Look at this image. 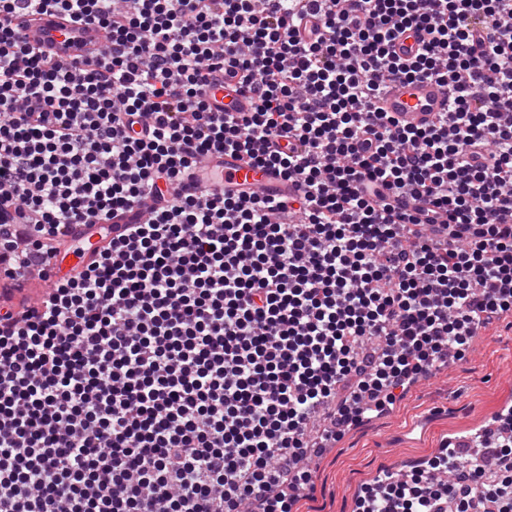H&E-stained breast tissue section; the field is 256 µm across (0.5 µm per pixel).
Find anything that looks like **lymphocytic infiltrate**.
<instances>
[{"label": "lymphocytic infiltrate", "mask_w": 512, "mask_h": 512, "mask_svg": "<svg viewBox=\"0 0 512 512\" xmlns=\"http://www.w3.org/2000/svg\"><path fill=\"white\" fill-rule=\"evenodd\" d=\"M45 11L110 49L25 46L16 16ZM218 71L251 111H212ZM424 78L449 92L435 121L380 110ZM227 151L299 194L178 192ZM107 220L35 304L0 283V512H292L314 415L357 421L340 387L390 408L512 311V0H0V266L43 272ZM511 445L509 416L437 458L448 481L413 470L363 512H512Z\"/></svg>", "instance_id": "obj_1"}]
</instances>
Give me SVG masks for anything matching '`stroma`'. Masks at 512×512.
<instances>
[{
	"label": "stroma",
	"instance_id": "obj_1",
	"mask_svg": "<svg viewBox=\"0 0 512 512\" xmlns=\"http://www.w3.org/2000/svg\"><path fill=\"white\" fill-rule=\"evenodd\" d=\"M506 404L512 406V313L482 329L464 359L336 440L309 466L316 490L299 500L298 512H358L377 476L428 468L446 437L479 428Z\"/></svg>",
	"mask_w": 512,
	"mask_h": 512
}]
</instances>
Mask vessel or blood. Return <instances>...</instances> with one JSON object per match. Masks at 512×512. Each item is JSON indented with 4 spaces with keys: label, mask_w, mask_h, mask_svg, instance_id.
Instances as JSON below:
<instances>
[{
    "label": "vessel or blood",
    "mask_w": 512,
    "mask_h": 512,
    "mask_svg": "<svg viewBox=\"0 0 512 512\" xmlns=\"http://www.w3.org/2000/svg\"><path fill=\"white\" fill-rule=\"evenodd\" d=\"M16 24L23 42L63 61L77 57L95 60L109 45L103 29L72 24L60 13L33 17L22 13L17 16ZM209 102L217 112H244L249 108L247 95L237 92L233 83L224 79L216 82ZM379 106L401 125L421 127L438 113L447 111L448 90L433 79L396 80L388 85ZM182 187L189 193L208 188L217 193L243 197L261 194L271 198L285 197L295 190L294 183L284 180L276 170L253 168L246 160L230 154L209 159L198 177L185 178Z\"/></svg>",
    "instance_id": "b4317fda"
}]
</instances>
